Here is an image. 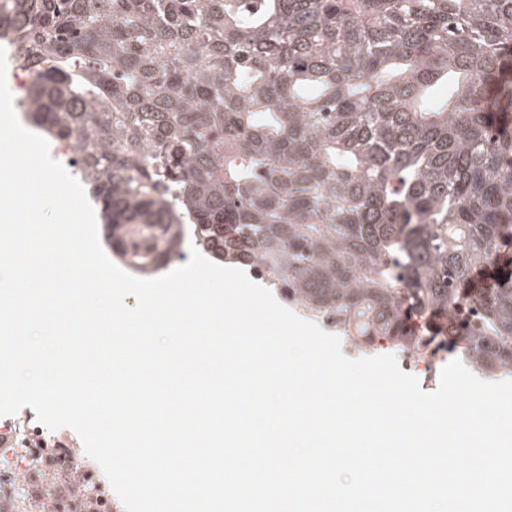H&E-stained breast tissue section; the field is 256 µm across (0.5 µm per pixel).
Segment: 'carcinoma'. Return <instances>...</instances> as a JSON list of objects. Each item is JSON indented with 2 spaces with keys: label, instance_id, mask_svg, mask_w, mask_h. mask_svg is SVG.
<instances>
[{
  "label": "carcinoma",
  "instance_id": "cac0c4a2",
  "mask_svg": "<svg viewBox=\"0 0 512 512\" xmlns=\"http://www.w3.org/2000/svg\"><path fill=\"white\" fill-rule=\"evenodd\" d=\"M0 40L134 270L189 224L357 344L512 371V278L460 300L512 258V0H0Z\"/></svg>",
  "mask_w": 512,
  "mask_h": 512
}]
</instances>
